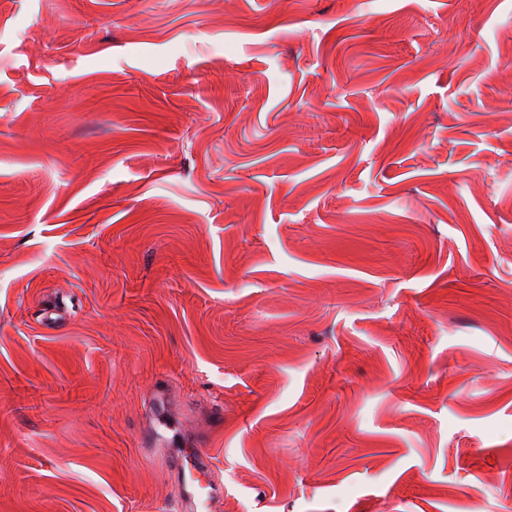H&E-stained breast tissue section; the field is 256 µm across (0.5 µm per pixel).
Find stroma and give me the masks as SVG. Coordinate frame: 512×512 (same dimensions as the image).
Wrapping results in <instances>:
<instances>
[{
  "label": "stroma",
  "mask_w": 512,
  "mask_h": 512,
  "mask_svg": "<svg viewBox=\"0 0 512 512\" xmlns=\"http://www.w3.org/2000/svg\"><path fill=\"white\" fill-rule=\"evenodd\" d=\"M511 87L512 0H0V512H175L160 384L214 512H512ZM167 399L163 392L157 391L153 409L154 428H151L152 443L161 442L165 434L171 435L168 439L174 444L181 435V427L178 419L168 410Z\"/></svg>",
  "instance_id": "stroma-1"
}]
</instances>
